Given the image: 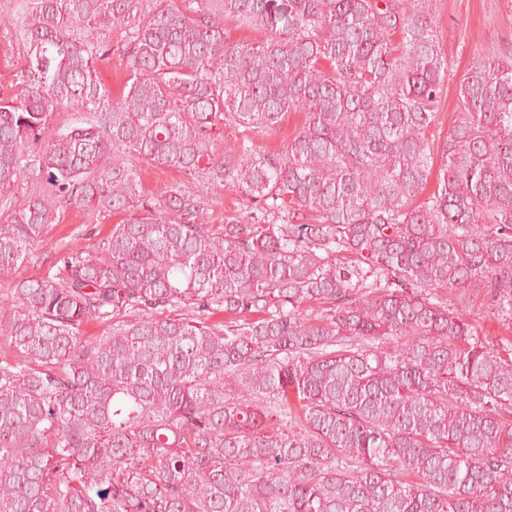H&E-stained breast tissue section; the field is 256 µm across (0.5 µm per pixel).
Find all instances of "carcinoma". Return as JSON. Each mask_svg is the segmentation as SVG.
<instances>
[{"instance_id":"1","label":"carcinoma","mask_w":512,"mask_h":512,"mask_svg":"<svg viewBox=\"0 0 512 512\" xmlns=\"http://www.w3.org/2000/svg\"><path fill=\"white\" fill-rule=\"evenodd\" d=\"M229 22L264 38L229 46ZM12 26L0 195L36 187L0 214V512H512V343L445 298L512 328L511 55L473 62L437 143L421 0H21ZM293 111L278 149L216 153L213 127ZM136 159L186 180L149 197ZM224 188L247 214L208 224L199 190ZM86 205L122 218L23 276ZM98 73L102 82L110 90L112 98H119L123 92L124 81L127 76L126 61L120 56V53L112 51L109 59L99 63ZM460 296H462V303L467 310V320L473 321L482 327L481 330L479 328L481 336H484V333H486L493 340L499 337H507L512 340L510 329H505L498 322L497 318L490 313L491 301L489 297H484L482 293L476 295L473 292L466 293L465 295L462 293Z\"/></svg>"}]
</instances>
